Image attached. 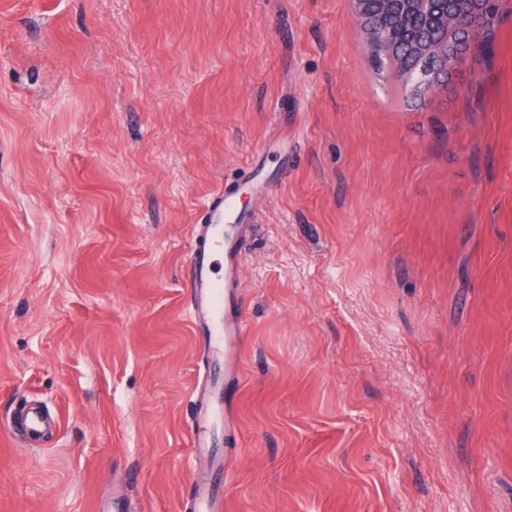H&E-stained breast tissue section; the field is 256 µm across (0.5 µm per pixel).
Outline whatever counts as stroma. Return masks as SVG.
Wrapping results in <instances>:
<instances>
[{"label":"stroma","mask_w":512,"mask_h":512,"mask_svg":"<svg viewBox=\"0 0 512 512\" xmlns=\"http://www.w3.org/2000/svg\"><path fill=\"white\" fill-rule=\"evenodd\" d=\"M498 4L419 101L351 0H0V512H183L191 230L252 169L227 512H512ZM17 424L28 442H36L41 440L52 426L55 427L56 422L41 409L31 407L18 415Z\"/></svg>","instance_id":"35a3bbf8"}]
</instances>
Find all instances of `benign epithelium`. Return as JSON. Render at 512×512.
I'll use <instances>...</instances> for the list:
<instances>
[{
	"mask_svg": "<svg viewBox=\"0 0 512 512\" xmlns=\"http://www.w3.org/2000/svg\"><path fill=\"white\" fill-rule=\"evenodd\" d=\"M492 0H450L443 14L448 41L433 44L412 28L414 20L428 24L437 19L435 0H352L354 15L367 45L378 47L384 55L393 53L401 41H410V49L433 64L428 72H418L409 95L425 98L437 85L448 79L457 61L485 40L491 15L486 4Z\"/></svg>",
	"mask_w": 512,
	"mask_h": 512,
	"instance_id": "1",
	"label": "benign epithelium"
}]
</instances>
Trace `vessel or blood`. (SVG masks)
<instances>
[{"mask_svg":"<svg viewBox=\"0 0 512 512\" xmlns=\"http://www.w3.org/2000/svg\"><path fill=\"white\" fill-rule=\"evenodd\" d=\"M237 194V187L227 185L205 201V219L193 228L187 264L188 315L208 360L207 374L191 394L189 437L191 447L209 461L208 474L192 483L187 512H223L224 462L218 447L239 441L232 401L240 376V338L246 333L242 251L254 219L238 211ZM17 424L27 441L36 442L55 420L32 407L18 415Z\"/></svg>","mask_w":512,"mask_h":512,"instance_id":"vessel-or-blood-1","label":"vessel or blood"}]
</instances>
